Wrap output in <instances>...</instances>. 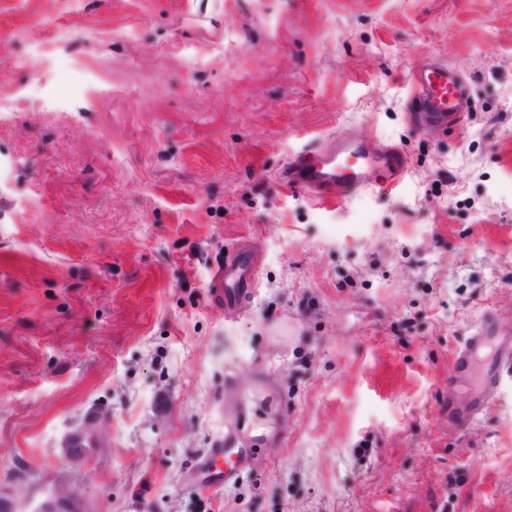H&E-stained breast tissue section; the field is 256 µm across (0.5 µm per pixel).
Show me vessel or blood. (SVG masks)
<instances>
[{"mask_svg":"<svg viewBox=\"0 0 512 512\" xmlns=\"http://www.w3.org/2000/svg\"><path fill=\"white\" fill-rule=\"evenodd\" d=\"M412 94L408 108L420 123L445 127L467 108L465 83L457 72L436 60L418 63L410 72ZM410 170L407 154L394 145L374 150L345 139H333L315 150L296 153L279 180L288 190L302 192L319 205H333L361 192L398 188ZM212 300L227 310L242 309L257 286V267L251 244L240 243L214 271ZM452 377H468L477 390L467 407H449L448 417L465 423L493 401L500 371L512 363V330L493 315L484 316L468 339L451 353Z\"/></svg>","mask_w":512,"mask_h":512,"instance_id":"1","label":"vessel or blood"}]
</instances>
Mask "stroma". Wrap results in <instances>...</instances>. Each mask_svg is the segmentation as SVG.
Wrapping results in <instances>:
<instances>
[{
    "instance_id": "1",
    "label": "stroma",
    "mask_w": 512,
    "mask_h": 512,
    "mask_svg": "<svg viewBox=\"0 0 512 512\" xmlns=\"http://www.w3.org/2000/svg\"><path fill=\"white\" fill-rule=\"evenodd\" d=\"M428 56L471 98L437 132L406 117ZM0 96V478L21 498L58 478L86 512H512V369L448 428L470 402L452 350L485 314L512 327V0H0ZM332 135L401 147L405 183L283 189ZM245 235L260 284L226 314L211 273ZM101 424L89 422L73 432L60 448L61 460L73 467H81L87 463L95 451L93 448L100 436Z\"/></svg>"
}]
</instances>
